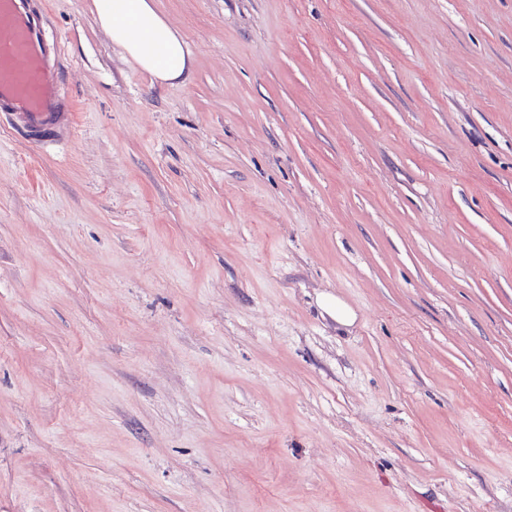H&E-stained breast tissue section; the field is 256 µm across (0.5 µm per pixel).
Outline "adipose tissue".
I'll return each mask as SVG.
<instances>
[{
    "instance_id": "obj_1",
    "label": "adipose tissue",
    "mask_w": 512,
    "mask_h": 512,
    "mask_svg": "<svg viewBox=\"0 0 512 512\" xmlns=\"http://www.w3.org/2000/svg\"><path fill=\"white\" fill-rule=\"evenodd\" d=\"M95 8L99 26L140 69L162 82L188 76L193 59L151 0H95Z\"/></svg>"
}]
</instances>
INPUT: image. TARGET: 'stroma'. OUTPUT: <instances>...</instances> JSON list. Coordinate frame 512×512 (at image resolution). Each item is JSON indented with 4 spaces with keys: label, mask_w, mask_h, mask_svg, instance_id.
Masks as SVG:
<instances>
[{
    "label": "stroma",
    "mask_w": 512,
    "mask_h": 512,
    "mask_svg": "<svg viewBox=\"0 0 512 512\" xmlns=\"http://www.w3.org/2000/svg\"><path fill=\"white\" fill-rule=\"evenodd\" d=\"M33 0L0 131V512H512V0ZM30 0H0V119L40 148L74 135L75 108L61 79L62 48L47 38ZM151 1L95 0L98 24L112 43L157 80L185 79L193 64L190 52Z\"/></svg>",
    "instance_id": "obj_1"
}]
</instances>
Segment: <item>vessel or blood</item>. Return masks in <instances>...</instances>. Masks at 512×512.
<instances>
[{"label":"vessel or blood","mask_w":512,"mask_h":512,"mask_svg":"<svg viewBox=\"0 0 512 512\" xmlns=\"http://www.w3.org/2000/svg\"><path fill=\"white\" fill-rule=\"evenodd\" d=\"M61 55L29 0H0V124L37 148L69 140L77 123Z\"/></svg>","instance_id":"obj_1"}]
</instances>
